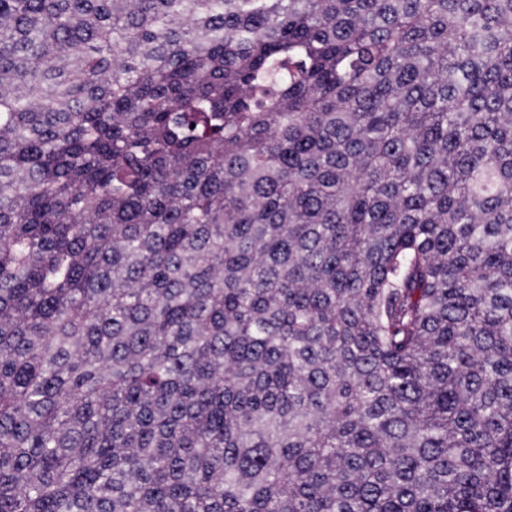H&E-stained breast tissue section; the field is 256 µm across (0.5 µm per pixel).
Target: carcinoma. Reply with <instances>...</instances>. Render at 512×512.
Returning <instances> with one entry per match:
<instances>
[{"mask_svg":"<svg viewBox=\"0 0 512 512\" xmlns=\"http://www.w3.org/2000/svg\"><path fill=\"white\" fill-rule=\"evenodd\" d=\"M0 512H512V0H0Z\"/></svg>","mask_w":512,"mask_h":512,"instance_id":"carcinoma-1","label":"carcinoma"}]
</instances>
